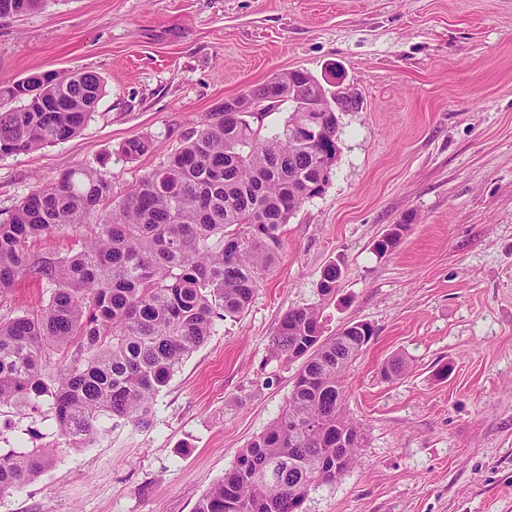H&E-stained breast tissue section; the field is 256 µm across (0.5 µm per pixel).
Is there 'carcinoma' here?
Returning <instances> with one entry per match:
<instances>
[{
	"label": "carcinoma",
	"instance_id": "1",
	"mask_svg": "<svg viewBox=\"0 0 512 512\" xmlns=\"http://www.w3.org/2000/svg\"><path fill=\"white\" fill-rule=\"evenodd\" d=\"M46 0H0V18L39 10ZM51 107L0 85V157L66 141L85 126L104 94L100 78L81 70L27 76ZM301 70L278 75L248 94L269 101L263 112L216 111L112 207L99 213L111 185L96 171L73 169L30 192L0 220V308L20 278L52 288L49 302L31 313L0 315V407L19 414L49 406L71 448L89 445L102 417L149 424L152 404L176 369L216 321L244 312L278 258L281 229L307 200L322 195L328 152L336 149V113L322 106L317 140L292 130L302 113L263 131L264 119L305 88ZM148 139L125 142L135 159ZM63 228L80 234L63 256L34 254L30 244ZM340 278L332 263L318 289ZM374 335L367 324L323 337L318 309L297 308L282 318L272 353L300 357L281 414L239 453L224 478L194 512H299L308 489L336 480L358 459L359 446L331 458L336 434L358 428L343 410L345 377ZM73 349L54 374L53 355ZM318 421L323 434L288 435V415ZM56 449L0 452V496L33 482L53 463Z\"/></svg>",
	"mask_w": 512,
	"mask_h": 512
}]
</instances>
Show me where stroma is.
I'll return each mask as SVG.
<instances>
[{"mask_svg": "<svg viewBox=\"0 0 512 512\" xmlns=\"http://www.w3.org/2000/svg\"><path fill=\"white\" fill-rule=\"evenodd\" d=\"M295 69L355 105L248 308L176 369L149 426L105 418L76 450L46 412L0 415V448L58 450L0 512H193L286 404L302 363L269 344L303 307L325 336L375 334L346 374L359 458L302 512H512V0H47L2 18L0 84L82 70L105 94L75 137L0 157V219L76 168L118 203L224 100ZM136 137L154 147L125 159Z\"/></svg>", "mask_w": 512, "mask_h": 512, "instance_id": "35a3bbf8", "label": "stroma"}]
</instances>
